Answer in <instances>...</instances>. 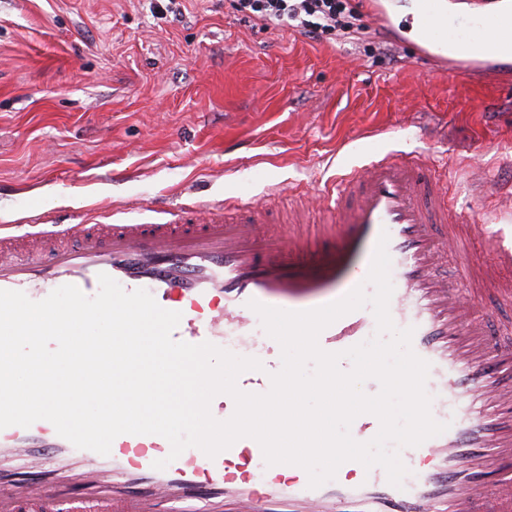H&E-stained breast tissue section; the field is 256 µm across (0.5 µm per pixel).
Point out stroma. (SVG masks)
Listing matches in <instances>:
<instances>
[{
    "mask_svg": "<svg viewBox=\"0 0 512 512\" xmlns=\"http://www.w3.org/2000/svg\"><path fill=\"white\" fill-rule=\"evenodd\" d=\"M353 3L350 32L314 42L232 0H0V225L160 223L233 198L317 224L328 179L414 151L457 210L512 225V58L442 79L398 0L383 25Z\"/></svg>",
    "mask_w": 512,
    "mask_h": 512,
    "instance_id": "35a3bbf8",
    "label": "stroma"
}]
</instances>
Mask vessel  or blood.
<instances>
[{"label": "vessel or blood", "instance_id": "obj_1", "mask_svg": "<svg viewBox=\"0 0 512 512\" xmlns=\"http://www.w3.org/2000/svg\"><path fill=\"white\" fill-rule=\"evenodd\" d=\"M428 42L421 56L469 77L479 76L489 29L512 35V12L482 8L468 26V55L441 53L439 0H424ZM326 223L315 235L302 218L269 223L259 204L185 205L162 224H44L23 233L0 226V289L40 301L71 284L85 295L105 273L126 291L145 289L164 309L181 312L174 340L221 345L237 339L238 353L262 370L242 373L237 385L263 394L281 368L278 343L265 336L262 304L293 311L339 300L362 284L380 234L389 237V303L396 327L413 328L412 349L429 364L431 414L446 432L401 451L408 473L389 484L382 467L345 462L344 474L317 488L305 470L284 478L267 465L258 442L236 441L216 457L190 447L169 459L159 435L123 434L109 455L75 448L45 420L0 430V457L14 459L12 479H0V512H214L218 494L234 492L238 512H512V475L487 483L472 459L512 456V372L487 357V333L476 320L480 282L512 270V244L493 225L473 226L455 213L447 188L419 158L391 155L338 177L326 193ZM478 232L490 257L477 266L463 235ZM75 247L62 246L64 238ZM376 332L370 309L350 312L319 335L320 347L342 352ZM378 419L358 416L350 434L371 440ZM168 459L165 469L155 461Z\"/></svg>", "mask_w": 512, "mask_h": 512}]
</instances>
